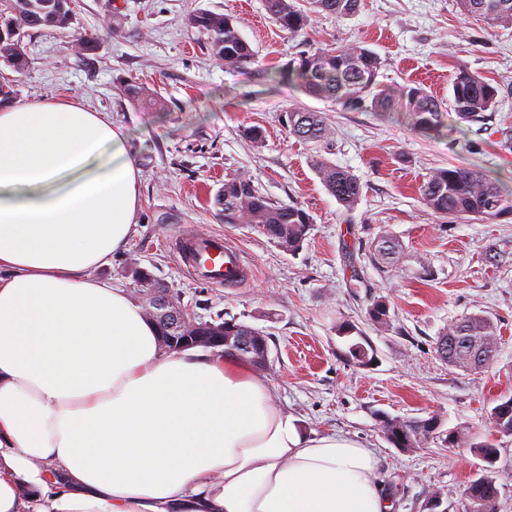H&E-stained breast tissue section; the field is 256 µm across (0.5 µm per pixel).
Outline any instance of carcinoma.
Returning a JSON list of instances; mask_svg holds the SVG:
<instances>
[{
    "label": "carcinoma",
    "mask_w": 512,
    "mask_h": 512,
    "mask_svg": "<svg viewBox=\"0 0 512 512\" xmlns=\"http://www.w3.org/2000/svg\"><path fill=\"white\" fill-rule=\"evenodd\" d=\"M301 9L295 0H265L273 21L291 35L306 30L312 18L326 12L338 18L354 15L359 0H305ZM462 10L483 18L491 25L512 26V0H459ZM73 23L70 0H0V58L16 69L27 65L22 44L23 29L47 28L64 32ZM189 26L207 36L211 54L225 66L246 69L257 59L256 52L241 34L235 20L222 13L200 9L189 17ZM383 62L380 56L362 44H342L302 53L289 61L280 77L296 82L313 98L331 99L346 110L366 108L373 112H402L413 129L430 134L439 130L443 113L453 109L463 122H479L485 112L498 105V89L479 73L460 68L453 77L450 98L443 102L420 86L393 87L379 80ZM132 102L146 110L159 111L164 102L148 90L131 84L126 89ZM288 133L302 141L322 142L330 134L320 113L290 110L287 112ZM314 171L326 191L336 201L353 207L360 198L362 186L349 170L328 160L314 161ZM420 196L432 211L453 216L496 218L512 214V189L480 171L464 168H442L433 171L420 186ZM217 215L226 224H249L282 249L295 253L311 231L314 219L297 204L278 203L265 196L251 176L239 174L224 180L213 196ZM402 244L389 235L372 242L371 259L384 270L399 264ZM368 319L384 326L390 321L389 306L382 300L368 308ZM336 332L346 339L344 356L352 364L366 367L374 360V349L363 331L354 323L341 321ZM226 336H260L262 331L235 319L224 320ZM462 336L470 346L453 348L452 337ZM489 353L497 349L493 320L483 314L464 316L438 337L436 351L448 365L475 372L484 365L472 361L470 348ZM495 431L512 435V397H502L491 409ZM443 423L430 427V419L385 418L381 432L393 446L411 451L430 440H440L448 447L462 444L475 449L484 462L481 471L467 485L469 512H497L499 488L494 465L498 448L494 439L481 442L462 430L442 431Z\"/></svg>",
    "instance_id": "obj_1"
}]
</instances>
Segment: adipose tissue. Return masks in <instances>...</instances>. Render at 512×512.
Returning a JSON list of instances; mask_svg holds the SVG:
<instances>
[{
  "instance_id": "obj_1",
  "label": "adipose tissue",
  "mask_w": 512,
  "mask_h": 512,
  "mask_svg": "<svg viewBox=\"0 0 512 512\" xmlns=\"http://www.w3.org/2000/svg\"><path fill=\"white\" fill-rule=\"evenodd\" d=\"M140 201L101 113L0 109V512H389L373 449L303 435L238 356L166 351L95 278Z\"/></svg>"
}]
</instances>
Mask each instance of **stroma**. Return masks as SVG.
Here are the masks:
<instances>
[{
	"label": "stroma",
	"mask_w": 512,
	"mask_h": 512,
	"mask_svg": "<svg viewBox=\"0 0 512 512\" xmlns=\"http://www.w3.org/2000/svg\"><path fill=\"white\" fill-rule=\"evenodd\" d=\"M72 8L66 32L29 30L26 67L17 71L0 60V77L13 80L17 100L77 101L129 138L141 171V207L127 248L98 278L138 303L136 271L143 268L197 318H234L262 329L269 364L256 375L303 434H342L375 449L393 512H427L432 490L440 492L443 512H468L473 450L434 440L405 452L383 437L381 421L434 415L445 428L483 435L493 398L512 395V215L444 216L419 194L439 168L480 170L512 187V149L505 147L512 142V28L463 15L457 0H361L355 15L321 14L295 36L271 19L265 0H74ZM200 9L233 16L256 64L232 70L214 59L205 36L188 25ZM84 32L97 34L100 44L87 62L69 46ZM339 42L378 53L384 83L416 82L443 99L456 71L468 68L497 87L499 106L482 125L445 112L441 130L424 135L402 114L346 110L278 79L292 57ZM128 84L157 93L164 110L134 106L123 91ZM291 109L321 113L329 139L317 144L289 135L281 117ZM248 127L263 130L261 144L243 137ZM319 157L359 178L353 209L319 181ZM242 173L271 200L312 215L297 253L217 216L214 193L226 177ZM183 226L224 234L242 249L252 279L218 288L189 275L172 249ZM383 232L404 247L400 264L387 272L370 258ZM490 248L504 263L485 261ZM381 298L391 316L384 327L367 318ZM473 313L489 316L498 334L495 362L477 373L448 366L435 350L448 324ZM343 319L369 337L370 366L343 357L336 333Z\"/></svg>",
	"instance_id": "stroma-1"
}]
</instances>
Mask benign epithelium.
<instances>
[{"label": "benign epithelium", "mask_w": 512, "mask_h": 512, "mask_svg": "<svg viewBox=\"0 0 512 512\" xmlns=\"http://www.w3.org/2000/svg\"><path fill=\"white\" fill-rule=\"evenodd\" d=\"M144 310L147 317L166 332L161 341L170 351H181L187 347L223 349L232 345L250 358L253 365L265 367L269 364V350H264L259 358L253 355V346L259 337L226 336L224 325L197 320L171 293L163 299L147 296Z\"/></svg>", "instance_id": "benign-epithelium-1"}]
</instances>
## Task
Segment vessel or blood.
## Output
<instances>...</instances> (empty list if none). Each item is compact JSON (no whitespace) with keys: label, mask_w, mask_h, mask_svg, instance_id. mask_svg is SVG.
I'll return each instance as SVG.
<instances>
[{"label":"vessel or blood","mask_w":512,"mask_h":512,"mask_svg":"<svg viewBox=\"0 0 512 512\" xmlns=\"http://www.w3.org/2000/svg\"><path fill=\"white\" fill-rule=\"evenodd\" d=\"M175 250L195 275L212 285L237 288L251 277L241 250L222 235L181 231L175 238Z\"/></svg>","instance_id":"vessel-or-blood-1"}]
</instances>
